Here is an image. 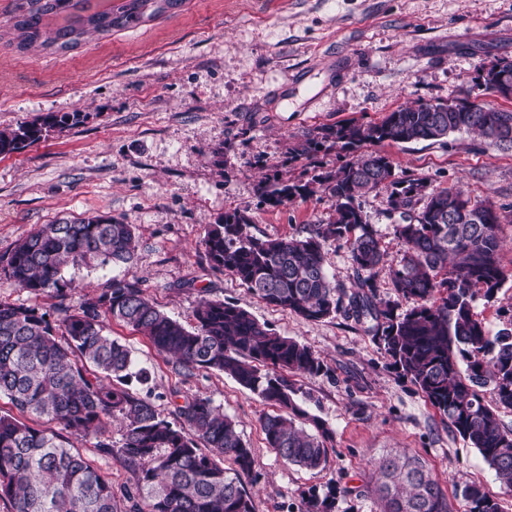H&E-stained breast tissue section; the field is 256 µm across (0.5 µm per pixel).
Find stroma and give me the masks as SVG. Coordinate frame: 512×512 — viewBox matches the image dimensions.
Segmentation results:
<instances>
[{"instance_id":"stroma-1","label":"stroma","mask_w":512,"mask_h":512,"mask_svg":"<svg viewBox=\"0 0 512 512\" xmlns=\"http://www.w3.org/2000/svg\"><path fill=\"white\" fill-rule=\"evenodd\" d=\"M14 0H0V129L47 112H79L83 123L56 129L37 144L0 155V255L42 224L105 215L135 227L127 265L66 268L63 294H32L0 275V299L54 312L98 295L112 278L135 279L145 295L184 326L200 298L249 311L281 335L310 346L327 371L294 376L300 407L333 441L325 470L290 465L268 448L269 408L231 377L172 373L150 341L118 323L107 332L132 352L147 380L129 387L150 395L163 417L175 396H202L235 420L254 467L241 481L255 512H301L310 487L373 483L374 464L400 455L423 461L448 494V512H465L464 486L477 484L512 512V494L421 391L401 376L368 332L343 314L306 321L253 296L237 278L210 267L207 224L239 212L259 238L324 224L334 202L323 191L283 206L266 204L261 183L278 176L317 184L348 161L336 149L304 154L323 128L381 121L415 103L470 98L499 108L504 99L479 85L482 69L512 60V0H185L173 15L136 28L91 33L66 52L18 50L10 33ZM303 79L287 85V76ZM396 177L428 190L461 186L491 202L500 218L507 278L473 309L490 332L512 320V149L466 132L439 141L383 142ZM389 185L361 207L385 251L374 285L396 300L389 268L402 243L390 212ZM336 285L358 287L347 246L322 244Z\"/></svg>"}]
</instances>
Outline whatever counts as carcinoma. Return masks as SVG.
Instances as JSON below:
<instances>
[{
    "label": "carcinoma",
    "instance_id": "carcinoma-1",
    "mask_svg": "<svg viewBox=\"0 0 512 512\" xmlns=\"http://www.w3.org/2000/svg\"><path fill=\"white\" fill-rule=\"evenodd\" d=\"M182 4L110 0L94 9L90 0H15L11 29L20 49L68 51L91 31L134 28ZM83 120L80 112H49L1 129L0 155ZM456 131L512 148V110L468 99L451 103L446 112H431L423 103L405 106L379 122L328 127L307 139L302 151L329 146L353 153L367 144L441 140ZM385 183L392 186L389 209L403 220L395 226L403 251L389 269L398 297L409 304L399 314L398 303L373 291L371 280L384 251L359 203ZM324 185L335 201L334 218L310 225L303 235L257 238L249 219L237 211L208 225L203 245L211 267L305 320L342 311L357 323H370L368 331L392 366L477 449L511 494L512 428L503 425L499 412L512 411V327L492 335L473 312L475 290L491 299L506 279L499 216L457 185L427 194L419 180L396 179L391 160L378 152L357 155L326 175ZM313 193L307 184L277 177L262 187L263 199L273 206ZM423 194L427 201L417 212L414 205ZM330 239L345 241L359 275V288L350 294L326 272L322 242ZM135 248L133 226L102 215L42 224L0 256V274L29 292L53 289L60 295L64 267L128 264ZM109 319L148 337L178 375L212 370L232 377L276 409L262 420L276 456L307 470L326 467L331 433L298 406L299 390L286 376L315 377L324 371L310 347L222 300H200L196 325L188 329L159 310L138 281L114 278L95 299L59 303L54 320L35 307L0 300V396L57 426L38 429L0 415V500L11 512H254L240 480V474L252 471L254 457L236 422L197 396L175 405L170 421L150 398L126 388L131 377L143 378L145 371H133L131 351L105 333ZM487 391L494 396L492 405L485 401ZM114 419L123 436L117 450L106 436ZM299 419L311 422L315 431L297 425ZM114 451L136 474L133 485L118 491L95 458ZM226 456L237 466L232 476L222 466ZM379 471L383 481L374 488L309 489L302 512H334L337 498L367 493L376 497L378 512H448L444 487L419 459L385 457ZM462 496L468 512H504L500 499L477 485L465 487Z\"/></svg>",
    "mask_w": 512,
    "mask_h": 512
}]
</instances>
